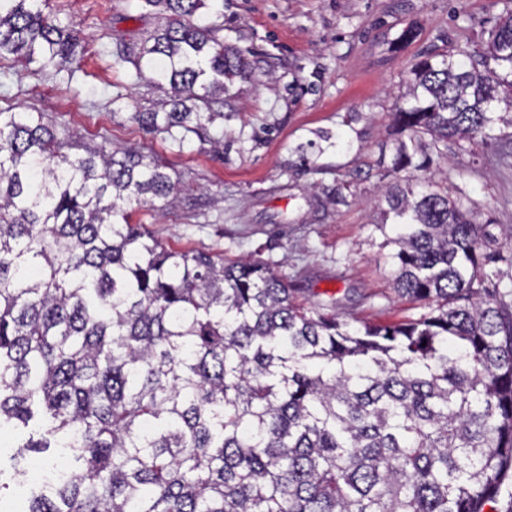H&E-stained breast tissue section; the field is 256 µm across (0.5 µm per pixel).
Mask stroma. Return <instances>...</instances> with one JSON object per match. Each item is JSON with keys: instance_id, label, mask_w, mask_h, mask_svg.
<instances>
[{"instance_id": "obj_1", "label": "stroma", "mask_w": 512, "mask_h": 512, "mask_svg": "<svg viewBox=\"0 0 512 512\" xmlns=\"http://www.w3.org/2000/svg\"><path fill=\"white\" fill-rule=\"evenodd\" d=\"M86 50L72 85L35 69L0 75V109L42 112L83 141L138 143L161 157L183 191L173 206H132L131 221L164 244L227 261L277 263L294 303L346 320L418 318L422 304L393 289L375 227L412 64L431 48L474 52L512 0H224L225 44L257 77L231 87L220 144H177L133 120L159 97L116 63L115 36L141 42L162 21L146 0H43ZM120 104H113V97ZM498 144L451 147L420 181L475 206L504 255L487 272L512 288V170Z\"/></svg>"}]
</instances>
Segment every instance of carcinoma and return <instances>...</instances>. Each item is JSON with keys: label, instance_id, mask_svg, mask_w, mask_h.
<instances>
[{"label": "carcinoma", "instance_id": "1", "mask_svg": "<svg viewBox=\"0 0 512 512\" xmlns=\"http://www.w3.org/2000/svg\"><path fill=\"white\" fill-rule=\"evenodd\" d=\"M169 12L116 62L174 92L150 134L213 142L229 85L224 0ZM41 0H0V60L73 79L79 36ZM396 106L400 138L376 228L417 319L353 326L293 303L275 264L171 249L127 205L177 191L142 147L79 144L42 112L0 109V499L35 454L64 476L26 512H500L512 477V289L485 225L413 181L439 145L512 127V12L483 52L428 51ZM394 224L387 234V223Z\"/></svg>", "mask_w": 512, "mask_h": 512}]
</instances>
